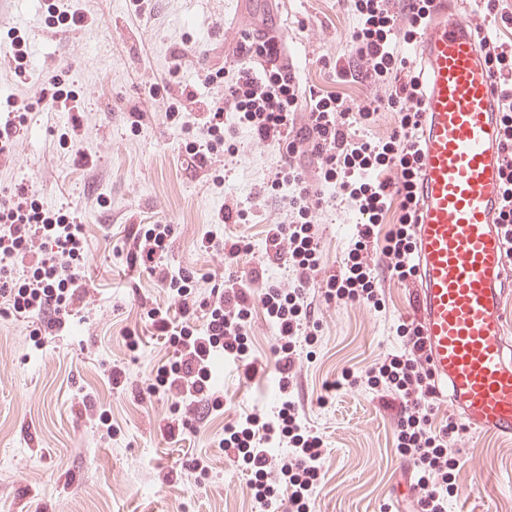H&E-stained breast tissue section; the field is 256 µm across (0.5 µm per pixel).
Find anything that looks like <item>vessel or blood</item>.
Returning a JSON list of instances; mask_svg holds the SVG:
<instances>
[{
  "label": "vessel or blood",
  "instance_id": "b4317fda",
  "mask_svg": "<svg viewBox=\"0 0 512 512\" xmlns=\"http://www.w3.org/2000/svg\"><path fill=\"white\" fill-rule=\"evenodd\" d=\"M467 3L430 0L418 45V321L437 393L467 427L512 437V336L504 310L512 248L497 225V85Z\"/></svg>",
  "mask_w": 512,
  "mask_h": 512
}]
</instances>
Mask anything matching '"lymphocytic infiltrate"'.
Instances as JSON below:
<instances>
[{
	"label": "lymphocytic infiltrate",
	"instance_id": "obj_1",
	"mask_svg": "<svg viewBox=\"0 0 512 512\" xmlns=\"http://www.w3.org/2000/svg\"><path fill=\"white\" fill-rule=\"evenodd\" d=\"M359 19L349 40V55L338 66L341 80L365 81L384 86L382 98L351 112L335 95L306 94L293 63L285 57L282 37L260 29L245 36L238 50L249 60L232 78L223 69L207 71L205 80L223 84L219 98L198 99L195 90L177 76L181 56H173L171 78L153 84L150 96L161 102L173 123H181L189 105L198 104L203 122L198 133L185 141L184 152L198 163L222 154L224 115L236 113L262 144L275 145L287 160L276 172L271 189L293 186L288 198L292 220L274 224L265 235L269 260L287 262L295 275L292 288L261 281L259 274L231 277L209 295L197 292L193 272L171 270L161 258L170 246L174 227L147 224L140 228L135 248L160 287L179 298L177 312L161 307L146 317L172 349V355L145 382L148 394H162L171 402L165 434L174 440L197 432L208 418L224 409V392L213 383V359L239 362L245 377L257 368L250 362L249 326L255 312H263L276 329L275 370L281 406L276 419L251 413L225 425L218 442L225 455L244 468L249 486L263 512H311L318 487L325 441L306 427L302 408L293 396L304 347L318 336L311 328V304L306 287L318 280L325 303L385 307L379 280L368 261L372 244L382 246L389 277L405 281L416 273L413 225L418 204L415 181L421 161L415 132L422 113L418 75L399 44L416 41L428 20V0H350ZM477 39L498 79L501 176L504 203L498 214L508 243L512 244V40L492 38L477 28ZM36 102H8L0 122V166L9 165L16 139ZM396 113L398 124L388 139L373 141L349 135L346 116L368 125L379 109ZM306 121L295 126V116ZM309 153L316 162V181H308L296 157ZM396 170V182L382 180ZM333 186L358 213L352 242L340 271L321 272V243L313 211L322 203V189ZM395 222L381 231L387 214ZM87 239L78 213L45 207L26 183L15 184L0 201V315L31 319L29 340L42 349L48 336L62 331L83 295L94 287L85 274ZM20 262L14 275L11 262ZM405 337L403 351L377 358L364 372L362 382L389 406H397L396 447L413 465L420 496L415 512H447L458 461L451 444L464 432L453 417L435 424L432 397L434 380L425 364L417 323L397 327Z\"/></svg>",
	"mask_w": 512,
	"mask_h": 512
}]
</instances>
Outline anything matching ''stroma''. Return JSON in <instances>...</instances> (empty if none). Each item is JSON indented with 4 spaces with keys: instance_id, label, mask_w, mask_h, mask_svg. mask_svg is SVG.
<instances>
[{
    "instance_id": "35a3bbf8",
    "label": "stroma",
    "mask_w": 512,
    "mask_h": 512,
    "mask_svg": "<svg viewBox=\"0 0 512 512\" xmlns=\"http://www.w3.org/2000/svg\"><path fill=\"white\" fill-rule=\"evenodd\" d=\"M45 3L0 0V30L21 31L33 74L24 85L0 69V106L14 96L38 100L48 78L66 76L80 96L84 135L78 144L63 142L70 113H31L12 164L0 168V196L23 182L48 207L82 211L87 270L96 290L79 303V319L40 351L29 346L28 319L0 317V512H258L245 472L225 458L218 439L240 414L274 406V332L255 314V381L242 383L236 364L219 362L223 413L184 441L168 439L163 425L169 401L160 394L141 397L138 386L171 351L146 328L141 306L172 307L176 301L132 251L142 225L173 224L166 263L203 275L207 290L224 281L225 238L240 236L251 249L239 257L238 271L260 268L265 279L288 287L291 269L264 260L265 232L287 223V205L277 193L253 199L284 156L254 140L228 112L224 124L235 155L188 166L185 130L168 122L148 88L168 79L171 56L182 51L179 81L201 97L221 96L223 86L204 84L206 71L220 67L232 75L244 34L268 28L284 36L303 89L338 95L355 108L381 94L371 83L336 75L358 18L348 0H152L151 13L141 16L130 0H77L99 24L65 31L47 27ZM134 107L142 114L136 128L129 115ZM79 153L89 157L88 165L76 162ZM217 173L224 177L220 188L212 183ZM229 198L249 209L247 222L212 223ZM314 216L322 266L337 271L357 216L340 197L328 198ZM206 235L216 242L207 252L198 247ZM384 288L387 308L377 312L325 304L317 284L309 286L320 342L302 362L294 394L304 422L326 443L312 512H388L393 506L406 512L416 495L407 478L409 462L394 445V411L365 387H332L344 370L364 372L379 355L400 348L396 327L415 316L416 284L388 281ZM133 328L144 338L135 353L125 341ZM111 363L125 368V388L108 384L104 370ZM89 403L107 409L116 431L111 441L100 440L85 409ZM454 453L456 493L448 512H512V438L470 429L455 441ZM198 456L211 460L201 480L188 470Z\"/></svg>"
}]
</instances>
